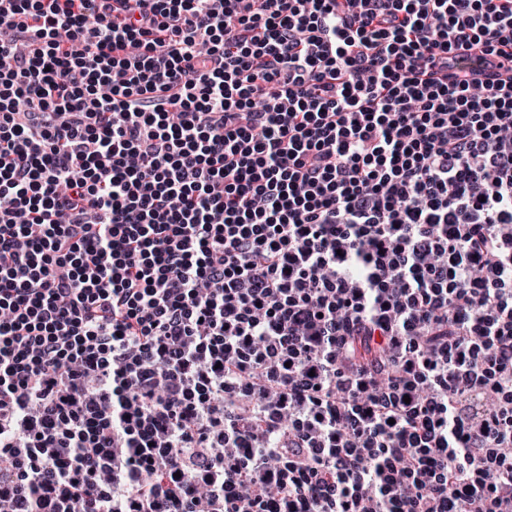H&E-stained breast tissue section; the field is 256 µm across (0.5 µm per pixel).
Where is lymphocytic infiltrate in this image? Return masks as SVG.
I'll return each instance as SVG.
<instances>
[{
	"label": "lymphocytic infiltrate",
	"mask_w": 512,
	"mask_h": 512,
	"mask_svg": "<svg viewBox=\"0 0 512 512\" xmlns=\"http://www.w3.org/2000/svg\"><path fill=\"white\" fill-rule=\"evenodd\" d=\"M512 512V0H0V512Z\"/></svg>",
	"instance_id": "f902f5d3"
}]
</instances>
